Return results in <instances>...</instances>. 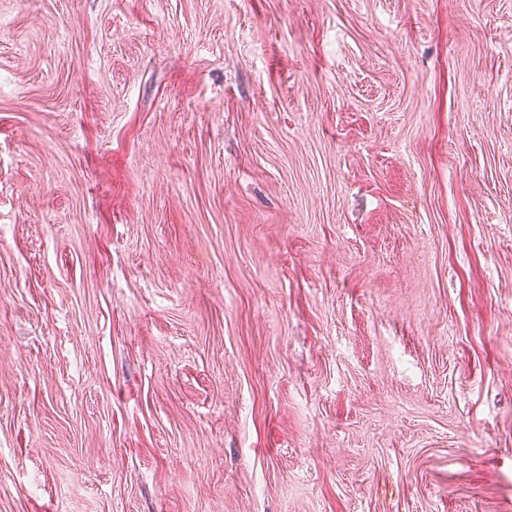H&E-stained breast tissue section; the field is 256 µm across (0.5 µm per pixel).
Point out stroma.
Instances as JSON below:
<instances>
[{
    "label": "stroma",
    "instance_id": "1",
    "mask_svg": "<svg viewBox=\"0 0 512 512\" xmlns=\"http://www.w3.org/2000/svg\"><path fill=\"white\" fill-rule=\"evenodd\" d=\"M0 512H512V0H0Z\"/></svg>",
    "mask_w": 512,
    "mask_h": 512
}]
</instances>
